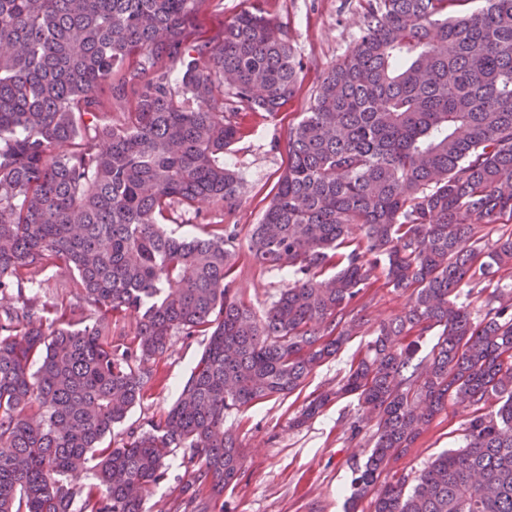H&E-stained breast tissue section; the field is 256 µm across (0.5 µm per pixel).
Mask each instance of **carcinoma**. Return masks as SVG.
Returning a JSON list of instances; mask_svg holds the SVG:
<instances>
[{
  "label": "carcinoma",
  "mask_w": 512,
  "mask_h": 512,
  "mask_svg": "<svg viewBox=\"0 0 512 512\" xmlns=\"http://www.w3.org/2000/svg\"><path fill=\"white\" fill-rule=\"evenodd\" d=\"M204 2L0 0V512H143L179 450L193 512H214L244 464L226 415L336 357L380 274L408 307L294 424L356 399L352 435L376 431L351 502L370 494L371 512H512V287L478 319L459 301L512 277V231L480 235L512 219V0H360V34L289 131L247 242L294 277L261 317L235 288V231L163 224L240 201L224 166L236 112L276 115L304 63L257 8L189 42ZM104 86L131 111H102ZM49 268L73 273L77 317L26 294ZM128 313L136 331L114 345ZM180 333L208 343L175 403L104 444ZM450 403L470 410L464 445L393 471Z\"/></svg>",
  "instance_id": "obj_1"
}]
</instances>
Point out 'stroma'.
I'll list each match as a JSON object with an SVG mask.
<instances>
[{
  "instance_id": "35a3bbf8",
  "label": "stroma",
  "mask_w": 512,
  "mask_h": 512,
  "mask_svg": "<svg viewBox=\"0 0 512 512\" xmlns=\"http://www.w3.org/2000/svg\"><path fill=\"white\" fill-rule=\"evenodd\" d=\"M259 7L287 27L296 54L306 69L297 94L276 115L243 111L237 116L243 134L224 155L227 167L243 181L238 207L203 206L200 214L167 224V231L193 236L203 225L221 224L237 234L239 256L233 269L236 285L256 313H263L292 281L287 271L263 268L248 255L246 239L269 204L288 164V132L306 112L318 76L355 44L361 26L359 0H205L191 30V41H206L242 11ZM405 294L376 283L360 301L364 325L334 358L316 368L295 393L252 405L229 415L225 426L237 434L245 460L237 482L226 488L215 512H347L354 465L364 462L373 447V431L352 435L356 413L353 398L332 401L313 420L294 427L290 421L306 402L336 386L371 338L374 325L400 314ZM206 337L173 336L171 347L152 362L153 378L146 393L128 414L123 429L145 427L175 402L179 389L196 365ZM469 413L451 405L435 416L427 430L397 463L398 471L417 474L438 454L458 448ZM187 480L181 456H174L165 477L152 486L146 512H190L181 492Z\"/></svg>"
}]
</instances>
